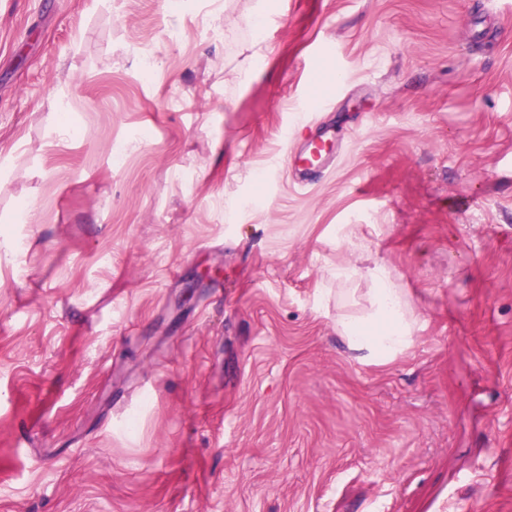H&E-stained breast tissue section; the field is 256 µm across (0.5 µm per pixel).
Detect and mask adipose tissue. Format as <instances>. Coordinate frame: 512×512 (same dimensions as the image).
Wrapping results in <instances>:
<instances>
[{
	"label": "adipose tissue",
	"instance_id": "1",
	"mask_svg": "<svg viewBox=\"0 0 512 512\" xmlns=\"http://www.w3.org/2000/svg\"><path fill=\"white\" fill-rule=\"evenodd\" d=\"M337 281H367L368 305L357 316H340L336 331L358 361L385 363L406 351L416 323L410 303L387 269L377 265L361 269L352 263L337 265Z\"/></svg>",
	"mask_w": 512,
	"mask_h": 512
}]
</instances>
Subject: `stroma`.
I'll return each mask as SVG.
<instances>
[{"label": "stroma", "mask_w": 512, "mask_h": 512, "mask_svg": "<svg viewBox=\"0 0 512 512\" xmlns=\"http://www.w3.org/2000/svg\"><path fill=\"white\" fill-rule=\"evenodd\" d=\"M259 5L0 0V512H512V0ZM291 167L302 177L327 168L335 159V143L322 134H309L306 141L291 150ZM336 281L366 280L368 306L357 316H337L336 331L362 363H385L406 351L416 323L410 303L387 269L376 265L365 270L350 262L339 264Z\"/></svg>", "instance_id": "stroma-1"}]
</instances>
